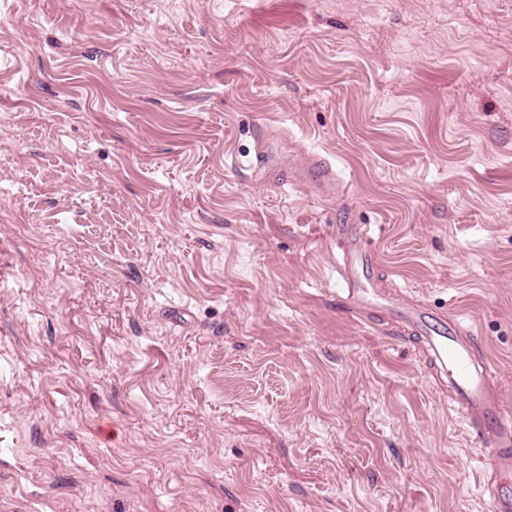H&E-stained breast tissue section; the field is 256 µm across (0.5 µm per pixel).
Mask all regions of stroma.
Segmentation results:
<instances>
[{
	"instance_id": "stroma-1",
	"label": "stroma",
	"mask_w": 512,
	"mask_h": 512,
	"mask_svg": "<svg viewBox=\"0 0 512 512\" xmlns=\"http://www.w3.org/2000/svg\"><path fill=\"white\" fill-rule=\"evenodd\" d=\"M340 224L512 411V0H0V512H490Z\"/></svg>"
}]
</instances>
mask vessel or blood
<instances>
[{"label":"vessel or blood","instance_id":"obj_1","mask_svg":"<svg viewBox=\"0 0 512 512\" xmlns=\"http://www.w3.org/2000/svg\"><path fill=\"white\" fill-rule=\"evenodd\" d=\"M343 243L339 277L348 302L360 314L381 315L413 336L425 360L469 419L485 449L492 480L487 486L492 512H512V419L504 415L500 389L474 361L475 342L455 321L421 303L392 294L377 274V260L355 226L340 224Z\"/></svg>","mask_w":512,"mask_h":512}]
</instances>
